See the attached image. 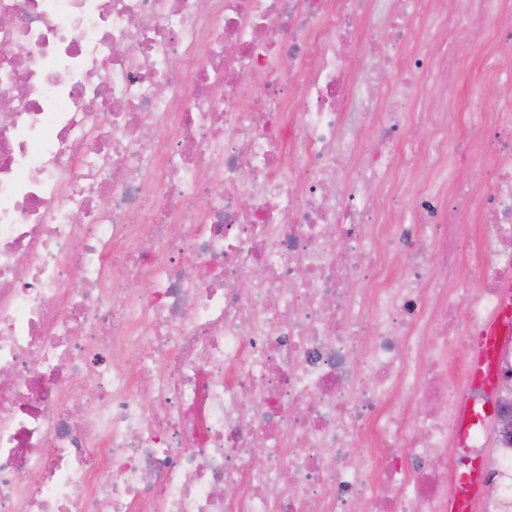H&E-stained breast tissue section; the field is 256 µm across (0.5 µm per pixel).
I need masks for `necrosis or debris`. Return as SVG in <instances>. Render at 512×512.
Listing matches in <instances>:
<instances>
[{
  "label": "necrosis or debris",
  "mask_w": 512,
  "mask_h": 512,
  "mask_svg": "<svg viewBox=\"0 0 512 512\" xmlns=\"http://www.w3.org/2000/svg\"><path fill=\"white\" fill-rule=\"evenodd\" d=\"M433 4L441 60L423 0H0V512H448L512 104L446 88L512 80V0ZM494 377L471 512H512V342ZM459 67L461 84L458 88H449L448 92L457 95L461 107H467L470 102H479L481 95L485 93L486 85L483 78L473 71L469 59L462 60Z\"/></svg>",
  "instance_id": "1"
}]
</instances>
